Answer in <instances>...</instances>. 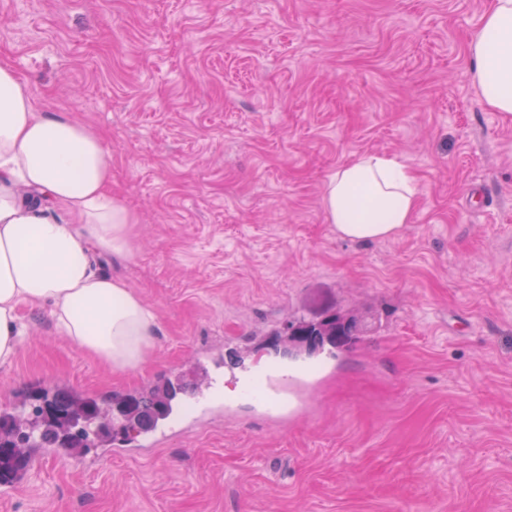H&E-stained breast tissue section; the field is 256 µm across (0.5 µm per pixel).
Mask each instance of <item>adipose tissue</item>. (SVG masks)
Returning <instances> with one entry per match:
<instances>
[{"instance_id": "adipose-tissue-1", "label": "adipose tissue", "mask_w": 512, "mask_h": 512, "mask_svg": "<svg viewBox=\"0 0 512 512\" xmlns=\"http://www.w3.org/2000/svg\"><path fill=\"white\" fill-rule=\"evenodd\" d=\"M469 76L483 105L512 116V0H492L469 43ZM104 141L38 110L14 69L0 64V366L16 359L21 305L47 306L56 332L116 372L139 366L155 314L99 272L91 248L128 255L138 218L113 198ZM420 186L395 157L367 153L326 181L323 208L340 238L374 242L411 223ZM66 206L55 216L50 202Z\"/></svg>"}]
</instances>
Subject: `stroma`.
Wrapping results in <instances>:
<instances>
[{
    "label": "stroma",
    "instance_id": "35a3bbf8",
    "mask_svg": "<svg viewBox=\"0 0 512 512\" xmlns=\"http://www.w3.org/2000/svg\"><path fill=\"white\" fill-rule=\"evenodd\" d=\"M491 0H0V61L97 132L133 253L95 251L157 316L117 373L46 309L0 366V410L43 391L182 375L166 442L31 456L0 512H512V118L469 37ZM399 157L421 195L392 239L328 224V176ZM367 312L356 344L283 356L290 321ZM315 384L272 419L247 375Z\"/></svg>",
    "mask_w": 512,
    "mask_h": 512
}]
</instances>
